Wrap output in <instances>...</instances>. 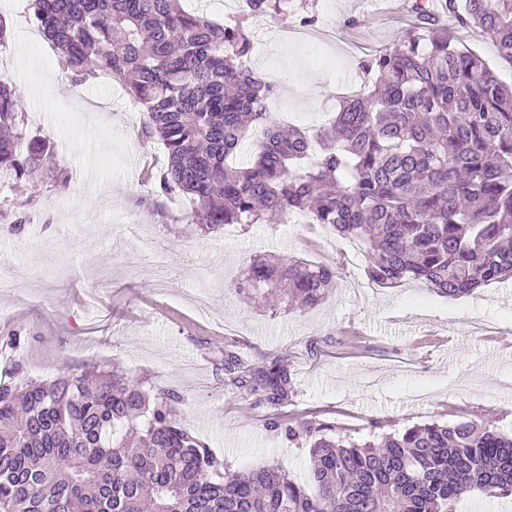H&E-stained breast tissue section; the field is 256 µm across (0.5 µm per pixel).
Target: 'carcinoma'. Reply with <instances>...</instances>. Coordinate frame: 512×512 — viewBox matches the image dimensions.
<instances>
[{
    "instance_id": "obj_1",
    "label": "carcinoma",
    "mask_w": 512,
    "mask_h": 512,
    "mask_svg": "<svg viewBox=\"0 0 512 512\" xmlns=\"http://www.w3.org/2000/svg\"><path fill=\"white\" fill-rule=\"evenodd\" d=\"M232 24L185 12L180 0H31L34 25L75 85L118 80L138 106L141 134L167 164L156 192L187 197L193 223L286 224L305 215L356 240L375 285L422 281L454 299L512 278V86L459 47L430 0L414 25L363 61L362 92L340 98L315 131L279 124L275 85L247 65V23L281 15V0H246ZM512 64V0H445ZM19 91L0 80V187L32 189L53 174L47 138L31 137ZM260 132L253 159L234 164ZM336 270L257 258L235 284L249 299L281 292L316 307ZM253 406L288 397L280 359L264 367L219 351ZM0 382V512H455L475 490L512 494V436L488 422L417 424L356 441L298 419L267 426L310 444L306 483L279 466L230 471L177 415L172 389L147 391L117 369L96 383L33 379L19 365Z\"/></svg>"
}]
</instances>
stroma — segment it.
Listing matches in <instances>:
<instances>
[{
  "instance_id": "35a3bbf8",
  "label": "stroma",
  "mask_w": 512,
  "mask_h": 512,
  "mask_svg": "<svg viewBox=\"0 0 512 512\" xmlns=\"http://www.w3.org/2000/svg\"><path fill=\"white\" fill-rule=\"evenodd\" d=\"M29 0H0L10 27L0 80L21 91L29 134L55 146L57 182L34 198L0 189V222L26 213L17 234L0 233V262L23 266L0 292V353L31 377L119 367L144 387L184 399L183 423L227 468L274 464L301 479L308 445L288 443L267 422L312 418L358 441L439 420L489 421L512 434V279L460 298L407 281L380 288L363 254L321 224H233L206 233L192 202L154 195L143 169L166 155L142 137L140 113L117 83L72 86L56 51L30 19ZM410 0H288L285 18L252 25V70L278 88L270 109L302 127L337 111V86L408 28ZM317 18L309 43L284 31ZM335 266V289L300 311L246 299L233 284L259 256ZM18 344H11V336ZM231 346L246 363L283 357L286 403L256 407L224 373Z\"/></svg>"
}]
</instances>
